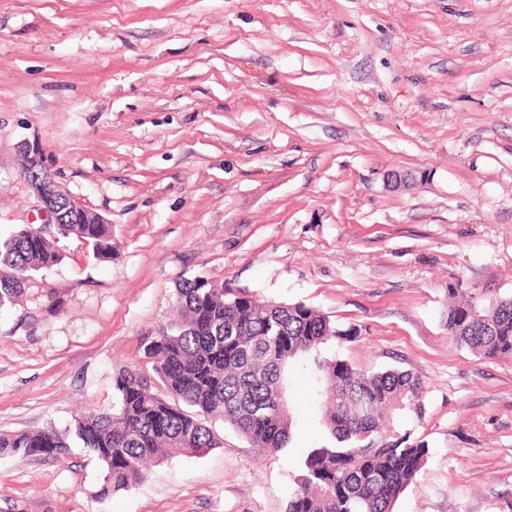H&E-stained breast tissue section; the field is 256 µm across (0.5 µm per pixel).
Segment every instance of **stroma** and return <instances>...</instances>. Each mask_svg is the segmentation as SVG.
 I'll use <instances>...</instances> for the list:
<instances>
[{"instance_id":"35a3bbf8","label":"stroma","mask_w":512,"mask_h":512,"mask_svg":"<svg viewBox=\"0 0 512 512\" xmlns=\"http://www.w3.org/2000/svg\"><path fill=\"white\" fill-rule=\"evenodd\" d=\"M112 225L75 236L0 309V431L111 406L142 336L195 277L302 303L327 356L422 383L398 430L429 453L393 512H512V357L448 332V303L512 297V0H0V239L42 220L20 168ZM295 435L152 468L101 500L85 449L0 456V512H285L322 399Z\"/></svg>"}]
</instances>
